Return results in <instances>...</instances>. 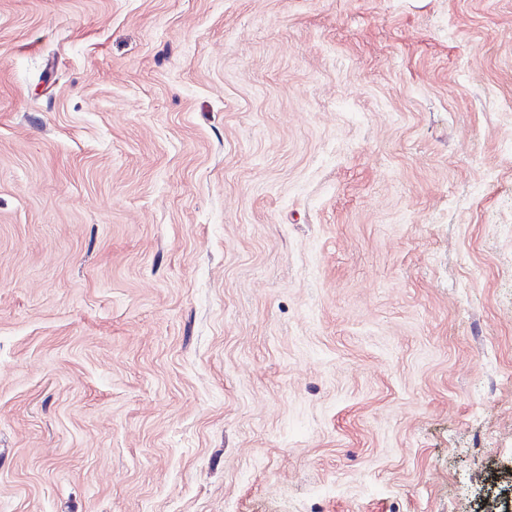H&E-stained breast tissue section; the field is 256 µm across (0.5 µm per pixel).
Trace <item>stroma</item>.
<instances>
[{
    "label": "stroma",
    "instance_id": "35a3bbf8",
    "mask_svg": "<svg viewBox=\"0 0 512 512\" xmlns=\"http://www.w3.org/2000/svg\"><path fill=\"white\" fill-rule=\"evenodd\" d=\"M0 512H512V0H0Z\"/></svg>",
    "mask_w": 512,
    "mask_h": 512
}]
</instances>
